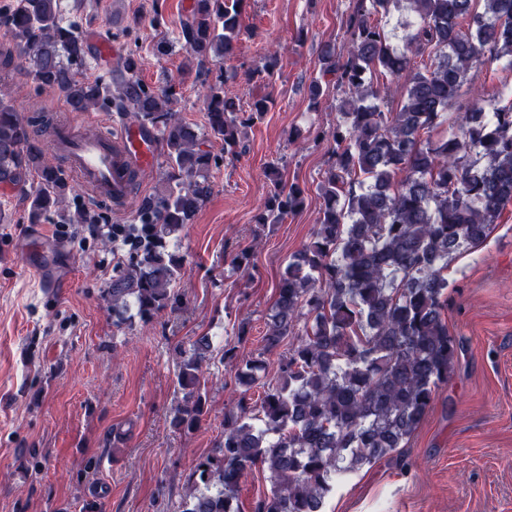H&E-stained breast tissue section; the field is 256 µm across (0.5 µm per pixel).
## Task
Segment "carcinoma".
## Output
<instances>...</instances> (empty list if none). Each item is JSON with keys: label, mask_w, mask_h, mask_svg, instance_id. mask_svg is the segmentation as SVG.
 Listing matches in <instances>:
<instances>
[{"label": "carcinoma", "mask_w": 512, "mask_h": 512, "mask_svg": "<svg viewBox=\"0 0 512 512\" xmlns=\"http://www.w3.org/2000/svg\"><path fill=\"white\" fill-rule=\"evenodd\" d=\"M400 0H356L341 48L325 44L312 106L331 76L343 90L341 121L333 128L332 162L319 191L323 199L313 238L288 261L262 337L263 352L217 349L207 335L179 346L182 393L171 425L191 431L205 413L203 367L215 358L235 369L238 397L224 411V441L190 473L181 512H242L238 490L256 468L271 488L253 512H323L325 497L345 474L404 447L448 382L462 341L448 333V262L489 235L512 200V91L500 90L456 117L455 131L436 141L421 132L448 120L447 110L469 70L512 58V0H408L414 18L402 36L374 22ZM242 0H193L178 39L201 66L230 58L241 35ZM467 21V30L460 21ZM9 48L0 51V83L27 67L38 87L59 93L76 113L115 109L166 148L162 189L143 198L130 224L112 225L117 246L112 312L135 309L143 321L180 308L174 284L183 258L171 237L213 190L214 156L207 140L171 105L172 87L151 88L126 55L106 74L83 75L87 38L65 20L60 0H15L0 13ZM401 38L406 51L392 40ZM427 55L416 70L408 54ZM273 53L248 77L264 81L280 68ZM407 74L399 90L376 85L373 74ZM221 77L206 95L211 135L224 154H239L243 130L269 111L271 98L244 110L224 95ZM58 127L46 113L24 118L0 89V186L31 199L30 223L75 194V186L40 145ZM271 188L254 216L264 227L281 224L305 205L304 190L283 183L269 167ZM38 178L37 185L30 184ZM232 269L247 272L251 252L229 253ZM303 333L267 382L265 353ZM264 387L252 401V390Z\"/></svg>", "instance_id": "obj_1"}]
</instances>
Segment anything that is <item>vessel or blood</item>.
<instances>
[{"mask_svg": "<svg viewBox=\"0 0 512 512\" xmlns=\"http://www.w3.org/2000/svg\"><path fill=\"white\" fill-rule=\"evenodd\" d=\"M154 135L140 128L113 129L106 118L72 116L51 139L52 148L65 160V170L96 202L121 206L139 181L141 172L156 159ZM21 259L48 292L66 288L68 275L55 264L34 257L24 250Z\"/></svg>", "mask_w": 512, "mask_h": 512, "instance_id": "obj_1", "label": "vessel or blood"}]
</instances>
